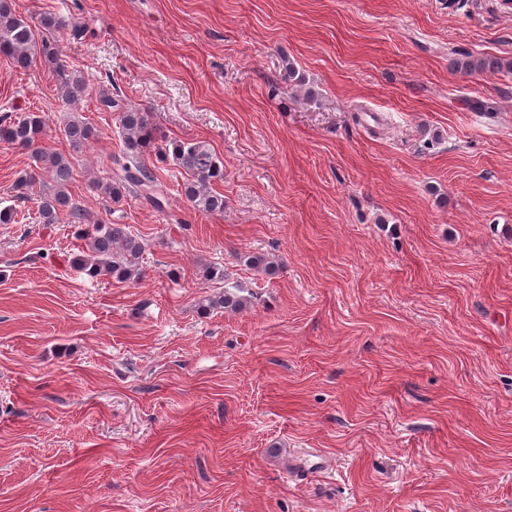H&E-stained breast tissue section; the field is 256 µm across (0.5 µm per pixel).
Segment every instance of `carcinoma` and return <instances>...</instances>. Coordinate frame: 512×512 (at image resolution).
<instances>
[{
  "label": "carcinoma",
  "mask_w": 512,
  "mask_h": 512,
  "mask_svg": "<svg viewBox=\"0 0 512 512\" xmlns=\"http://www.w3.org/2000/svg\"><path fill=\"white\" fill-rule=\"evenodd\" d=\"M69 26L67 19L48 13L35 20L26 19L15 12L11 0H0V56L19 69H28L37 62L51 69L57 96L71 109L64 135L72 150L79 152L96 138L97 129L78 112L87 92L85 74L62 58L60 35ZM458 68L465 72L494 73L504 69L511 72L512 63L485 57L465 60ZM98 102L99 110L118 114L121 128L122 147L111 158L113 180L105 186L111 201L118 203L132 193L154 209L164 210L165 198L157 192L156 166L145 160L152 152L161 162L172 159L184 172L183 194L191 209L203 215L224 212V194L216 189L224 183V161L207 142L187 139L159 144L148 113L127 106L120 95L107 87L101 89ZM46 127L47 119L40 112H28L21 117L7 112L0 115V142L31 151L34 160V166L15 183L11 203L0 206V223H11L16 208L33 200L41 224L58 223L60 211L66 209L71 223L85 225L80 232L84 245L72 258L74 266L92 278L110 275L126 281L138 277L144 255L138 235L126 224L104 219L88 222L85 210L69 193L73 176L70 158L41 145ZM237 260L267 274L274 273L276 268L274 259L261 254L242 253L237 255ZM248 303L240 285L226 283L223 294L203 298L200 308L204 312L211 309L236 312Z\"/></svg>",
  "instance_id": "1"
}]
</instances>
